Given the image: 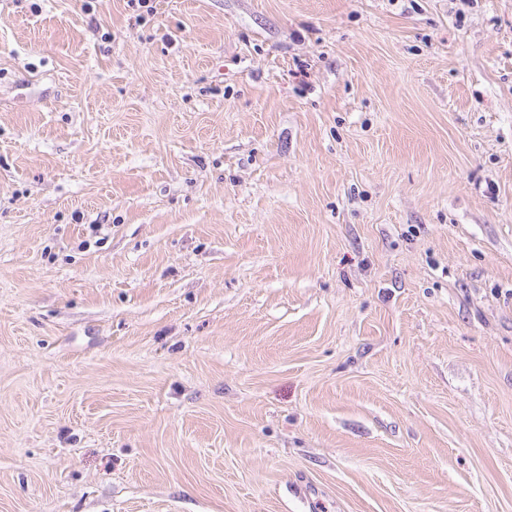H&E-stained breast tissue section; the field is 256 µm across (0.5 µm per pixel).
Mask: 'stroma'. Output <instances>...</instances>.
<instances>
[{
    "instance_id": "1",
    "label": "stroma",
    "mask_w": 512,
    "mask_h": 512,
    "mask_svg": "<svg viewBox=\"0 0 512 512\" xmlns=\"http://www.w3.org/2000/svg\"><path fill=\"white\" fill-rule=\"evenodd\" d=\"M0 0V512H512V0Z\"/></svg>"
}]
</instances>
